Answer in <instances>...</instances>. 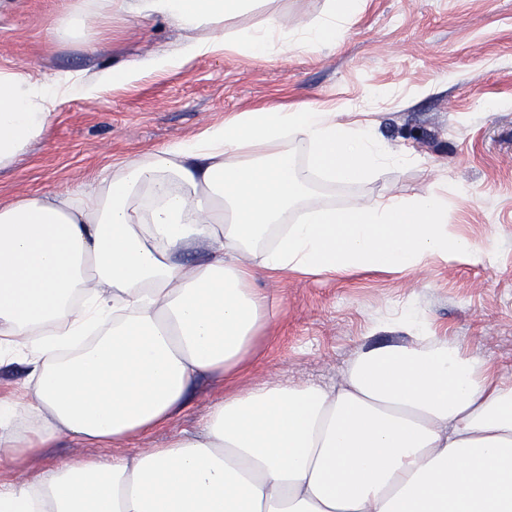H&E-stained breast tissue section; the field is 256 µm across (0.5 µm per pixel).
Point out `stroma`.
<instances>
[{
	"instance_id": "1",
	"label": "stroma",
	"mask_w": 512,
	"mask_h": 512,
	"mask_svg": "<svg viewBox=\"0 0 512 512\" xmlns=\"http://www.w3.org/2000/svg\"><path fill=\"white\" fill-rule=\"evenodd\" d=\"M68 2L0 0V68L87 78L132 60L178 56L188 39L166 18L116 15L101 25L97 49L52 42L47 31ZM327 6L328 0H260L229 26L247 29L273 13L295 31ZM269 104L367 113L388 150L412 157L359 183L317 188L318 203L348 209L434 193L447 198L456 236L474 243L492 236L497 247L482 261L436 259L417 274L258 278L257 288L279 308L239 386L336 382L360 349L396 340L381 323L408 307L512 381V0H364L336 45L316 53L257 59L229 49L143 74L93 99L59 98L45 136L0 173V204L77 188L100 170ZM224 389L222 378L195 379L185 409L131 448H161L200 430ZM126 451L63 433L22 466L0 463V482L35 481L68 457Z\"/></svg>"
}]
</instances>
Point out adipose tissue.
I'll return each instance as SVG.
<instances>
[{"label":"adipose tissue","mask_w":512,"mask_h":512,"mask_svg":"<svg viewBox=\"0 0 512 512\" xmlns=\"http://www.w3.org/2000/svg\"><path fill=\"white\" fill-rule=\"evenodd\" d=\"M256 2L70 0L49 37L93 44L110 9L191 32L183 64L231 43L266 58L335 44L361 6L329 0L297 33L273 15L225 31ZM168 66L157 56L86 82L1 68L0 171L44 137L57 95L93 98ZM405 162L369 121L276 105L76 190L0 205V362L22 354L33 367L32 385L0 400V459L21 464L63 432L125 443L173 419L195 378L234 382L272 318L258 276L412 273L491 254L495 239L449 233L433 194L346 210L315 202L316 179L357 183ZM202 244L205 264L176 262ZM394 326L405 341L357 352L336 384L229 391L199 431L166 447L71 457L36 481L0 484V512H512V382L416 311Z\"/></svg>","instance_id":"obj_1"}]
</instances>
